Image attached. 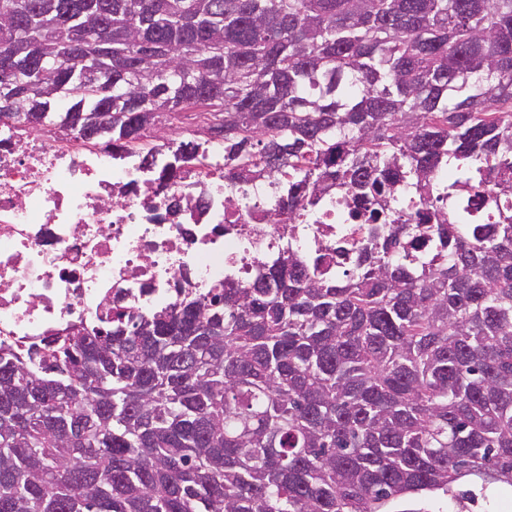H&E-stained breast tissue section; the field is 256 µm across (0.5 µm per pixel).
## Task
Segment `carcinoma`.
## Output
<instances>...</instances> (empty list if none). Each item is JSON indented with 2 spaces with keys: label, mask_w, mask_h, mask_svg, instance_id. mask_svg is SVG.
Returning a JSON list of instances; mask_svg holds the SVG:
<instances>
[{
  "label": "carcinoma",
  "mask_w": 512,
  "mask_h": 512,
  "mask_svg": "<svg viewBox=\"0 0 512 512\" xmlns=\"http://www.w3.org/2000/svg\"><path fill=\"white\" fill-rule=\"evenodd\" d=\"M0 88L1 119L114 153L199 108L164 176L222 138L224 178L283 183L270 223L290 237L332 190L368 213L334 255L289 245L247 286L1 346L0 512H396L512 489V205L449 218L477 170L512 194V0H0Z\"/></svg>",
  "instance_id": "cac0c4a2"
}]
</instances>
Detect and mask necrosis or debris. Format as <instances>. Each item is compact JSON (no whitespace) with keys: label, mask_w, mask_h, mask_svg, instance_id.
<instances>
[{"label":"necrosis or debris","mask_w":512,"mask_h":512,"mask_svg":"<svg viewBox=\"0 0 512 512\" xmlns=\"http://www.w3.org/2000/svg\"><path fill=\"white\" fill-rule=\"evenodd\" d=\"M167 152L146 168L66 129L0 122V343L97 324L116 308L147 316L229 274L249 282L255 260L284 244L267 221L273 184L227 186L223 141L166 181ZM353 210L338 193L306 208L298 249L359 238Z\"/></svg>","instance_id":"1"}]
</instances>
